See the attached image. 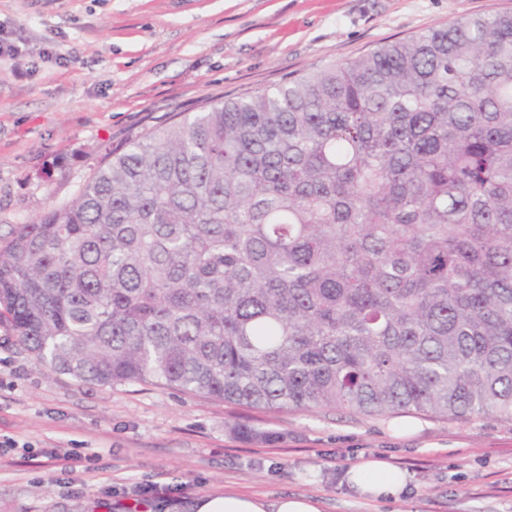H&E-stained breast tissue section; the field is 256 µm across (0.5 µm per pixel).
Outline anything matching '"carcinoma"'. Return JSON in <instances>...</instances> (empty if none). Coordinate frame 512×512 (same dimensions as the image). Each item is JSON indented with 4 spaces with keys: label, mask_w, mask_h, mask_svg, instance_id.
<instances>
[{
    "label": "carcinoma",
    "mask_w": 512,
    "mask_h": 512,
    "mask_svg": "<svg viewBox=\"0 0 512 512\" xmlns=\"http://www.w3.org/2000/svg\"><path fill=\"white\" fill-rule=\"evenodd\" d=\"M3 321L101 387L512 421V13L105 147L0 243Z\"/></svg>",
    "instance_id": "carcinoma-1"
}]
</instances>
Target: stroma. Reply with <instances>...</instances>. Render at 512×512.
Listing matches in <instances>:
<instances>
[{"mask_svg":"<svg viewBox=\"0 0 512 512\" xmlns=\"http://www.w3.org/2000/svg\"><path fill=\"white\" fill-rule=\"evenodd\" d=\"M512 0H0V238L71 201L101 160L178 112L342 63ZM278 432L245 442L231 424ZM0 512H175L211 494L309 495L323 512H512V421L269 412L48 373L0 325ZM408 473L396 500L343 482ZM348 485L369 500L396 499L407 486V475L387 461L362 457L346 472Z\"/></svg>","mask_w":512,"mask_h":512,"instance_id":"35a3bbf8","label":"stroma"}]
</instances>
